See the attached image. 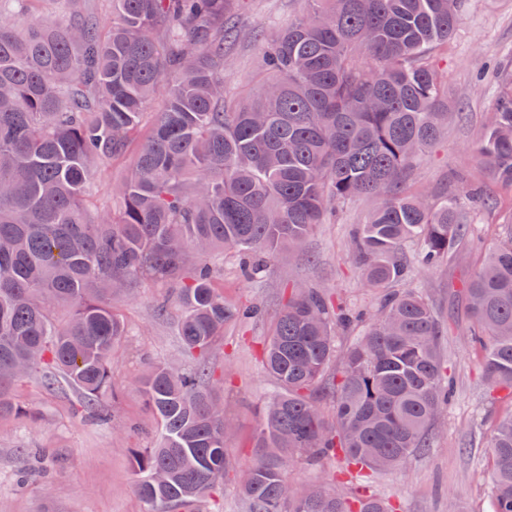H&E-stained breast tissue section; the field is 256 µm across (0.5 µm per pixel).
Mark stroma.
Returning <instances> with one entry per match:
<instances>
[{"instance_id": "35a3bbf8", "label": "stroma", "mask_w": 512, "mask_h": 512, "mask_svg": "<svg viewBox=\"0 0 512 512\" xmlns=\"http://www.w3.org/2000/svg\"><path fill=\"white\" fill-rule=\"evenodd\" d=\"M301 9L300 0H242L238 24L246 36L235 45L226 70L229 95H243L257 75V47L250 31H274ZM510 63L512 0H466L462 21L440 61L450 109L463 118L449 125L409 180L415 191L454 193L467 184L482 186L489 206L474 211L472 220L487 248L498 243L505 222L512 218V192L492 181L472 149L485 133L497 69ZM134 159V149H127L97 172L88 197L90 211L109 204L113 183L129 173ZM370 206L364 197L349 202L337 211L335 223L317 226L302 250L279 253L272 270L253 279L241 276L237 254L214 256V264L224 269L225 297L257 305L261 313L227 327L211 346L209 366L224 379L216 394L234 434L226 444L229 468L224 482L199 512H246L240 475L255 459L258 410L273 388L262 365V350L289 288H316L356 307L376 305L378 292L364 287L352 260L353 235ZM477 257L466 245L453 261L411 273L412 285L423 291L440 320L441 353L455 393L433 429L428 452L415 454L402 469L376 472L364 482L368 494L389 499L398 512L491 509L485 422L505 407L490 398L481 358L469 343L471 321L456 293L473 275ZM172 294L166 284L139 280L131 290L112 297V310L128 330L112 350L108 404L113 425L79 413V395L65 382L49 387L39 376L15 382L14 398L34 417H0V512H147L135 490L133 451L156 444L159 424L143 402L138 380L159 362L181 368L194 364L178 334L183 309L172 301ZM163 301L168 309L162 313L158 305ZM343 468L337 458L298 460L289 465L288 477L346 496L354 483Z\"/></svg>"}]
</instances>
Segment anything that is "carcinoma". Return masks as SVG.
<instances>
[{
	"label": "carcinoma",
	"mask_w": 512,
	"mask_h": 512,
	"mask_svg": "<svg viewBox=\"0 0 512 512\" xmlns=\"http://www.w3.org/2000/svg\"><path fill=\"white\" fill-rule=\"evenodd\" d=\"M0 0V416L25 415L10 387L62 374L82 407L112 423V348L125 334L112 294L135 278L177 287L179 336L198 356L179 372L153 365L141 380L160 440L134 451L136 492L149 512H184L224 478V413L204 357L224 328L257 308L224 298L216 251L245 257L254 278L279 250L360 195L376 207L360 225L353 261L370 310L332 309L299 290L281 309L264 353L275 390L263 403L256 461L240 486L248 512H394L373 495L344 498L288 483L293 458L341 457L355 479L399 469L430 449L448 407L441 325L429 300L403 287L410 268L475 245L448 193L412 192L406 178L448 127L438 59L465 0H301L302 13L262 43V78L228 103L226 46L240 31L237 0H107L101 31L84 0H54L53 19ZM166 100L131 176L112 186L119 214L86 208L94 170L122 154L144 109ZM512 188V71L477 149ZM419 248L409 254L406 243ZM402 288L396 289L394 285ZM471 340L484 351L494 396L512 400V229L484 252L460 288ZM67 314L55 320L58 311ZM366 331L343 355L337 330ZM331 399L332 418L321 401ZM492 512H512V411L489 438Z\"/></svg>",
	"instance_id": "cac0c4a2"
}]
</instances>
